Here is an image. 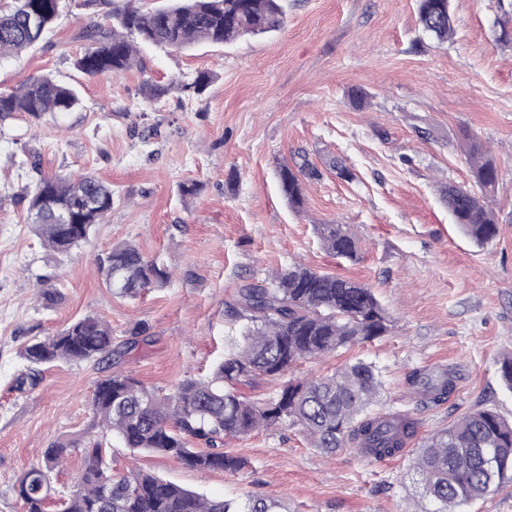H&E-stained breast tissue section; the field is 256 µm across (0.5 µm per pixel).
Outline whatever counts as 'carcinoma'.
I'll return each instance as SVG.
<instances>
[{
	"label": "carcinoma",
	"mask_w": 512,
	"mask_h": 512,
	"mask_svg": "<svg viewBox=\"0 0 512 512\" xmlns=\"http://www.w3.org/2000/svg\"><path fill=\"white\" fill-rule=\"evenodd\" d=\"M104 8V21L83 29L78 38L89 47L75 61L85 75L119 76L136 63V43L184 50L194 44H222L279 29L281 0H166L148 12L133 0H85ZM62 0H9L0 4V60L17 57L43 40L59 19ZM418 20L426 37L441 43L454 32L450 0H418ZM81 104L76 87L43 75L10 93H0V126L17 113L38 123L47 114L70 112ZM473 184H444L441 202L478 244L493 241L502 223L486 202L498 181V168L474 136L468 137ZM320 177L307 159L280 166L282 193L300 210L303 185ZM17 203L33 216L42 245L65 254L85 241L112 211V186L94 175L76 178L39 175L20 187ZM317 235L330 254L354 260L355 234L341 224H318ZM102 273L112 295L134 299L170 279L167 268L147 259L127 242L114 245ZM230 315L247 321L242 341L224 357L211 379L187 378L169 395H159L138 380L114 372L97 383L91 398L102 430L114 432L132 452H158L200 472L237 471L243 462L224 451V439L250 434L281 422L301 426L313 447L325 453L356 448L365 457L393 458L417 435L418 419L408 412L373 413L383 382L362 360L346 363L326 376L285 381L275 397L263 401L242 396L237 386L265 378L277 380L295 364L370 342L389 330V317L372 288L348 278L294 263L275 271L268 286L239 289ZM112 355V327L85 316L58 334L24 344L20 356L34 374L57 360L98 361ZM455 376L434 377L415 370L408 385L430 402H441L455 388ZM198 442L206 449L194 448ZM75 443L57 442L44 452V466L23 473L17 493L25 512H46L52 473ZM419 512H463L462 507L512 480V422L491 409L469 413L425 438L416 453ZM110 501L102 497L104 481ZM61 512H283L274 498L208 499L159 476L132 470L109 471L102 442L84 448V469Z\"/></svg>",
	"instance_id": "obj_1"
}]
</instances>
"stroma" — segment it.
<instances>
[{"label": "stroma", "mask_w": 512, "mask_h": 512, "mask_svg": "<svg viewBox=\"0 0 512 512\" xmlns=\"http://www.w3.org/2000/svg\"><path fill=\"white\" fill-rule=\"evenodd\" d=\"M416 0H288L281 28L221 46L183 51L141 46L117 77H90L75 59L79 32L100 16L65 0L49 44L0 61V92L49 75L78 86L71 112L27 115L0 127V512H22L14 485L58 440L79 447L52 476L58 504L82 468V444L104 439L116 473L139 468L210 498L272 497L286 512H412V451L421 438L490 408L512 420L501 360L512 352V43L497 22L512 0H451L448 43L422 37ZM202 97L181 91L197 72ZM166 87L146 102L147 84ZM366 94L352 103L351 89ZM491 149L499 176L491 203L503 222L479 245L440 203L441 184L467 185L466 135ZM38 155L44 174L89 172L114 190L112 210L67 254L48 252L12 198L16 162ZM305 154L320 173L292 211L278 170ZM339 159L351 179L330 166ZM197 183L195 194L181 187ZM342 224L360 245L356 261L321 246L315 227ZM129 242L173 272L135 300L114 297L99 266ZM300 261L370 285L391 317L372 342L291 370L313 378L364 359L382 373L374 409L418 419L416 440L398 457L371 461L356 449L326 455L298 427H261L228 438L245 460L236 472L201 473L157 453H133L93 421L96 384L120 371L159 394L186 378L209 377L238 341L228 316L237 291ZM51 284V299L40 296ZM96 316L112 327L114 353L98 363L42 368L28 383L24 343ZM142 335H135V328ZM448 370L456 386L439 404L420 403L406 379Z\"/></svg>", "instance_id": "35a3bbf8"}]
</instances>
